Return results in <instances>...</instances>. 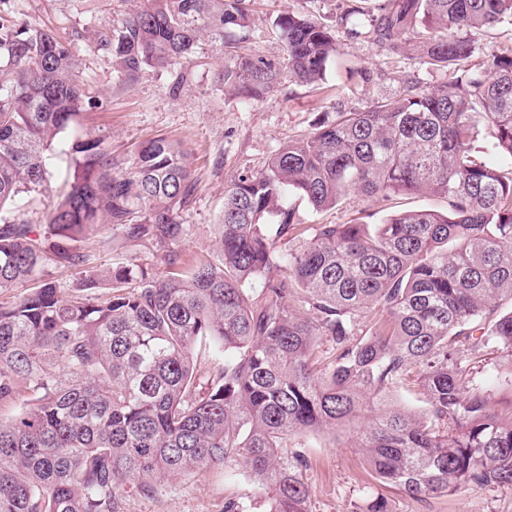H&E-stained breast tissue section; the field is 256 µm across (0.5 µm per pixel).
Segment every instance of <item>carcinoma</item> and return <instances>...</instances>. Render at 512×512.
I'll return each mask as SVG.
<instances>
[{"mask_svg":"<svg viewBox=\"0 0 512 512\" xmlns=\"http://www.w3.org/2000/svg\"><path fill=\"white\" fill-rule=\"evenodd\" d=\"M148 2L101 39L127 76L189 58L194 20L249 26L248 0ZM361 15L352 4L337 25L393 54L418 40L445 80L407 79L398 95L337 113L263 170L231 179L216 259L179 249L196 184L164 135L121 175L103 137L80 139L45 223L0 216V289L40 280L0 305V406L21 405L0 419V512H123L131 481L150 492L228 460L272 489L270 512H311L303 463L281 449L362 412L374 416L358 447L379 480L416 498L512 491V415L492 408L498 378L472 367L491 348L512 358V48L462 65L480 31L512 19V0H382ZM275 27L285 62L244 57L224 88L251 101L285 71L324 80L336 30L290 12ZM0 53L1 213L45 190L54 146L87 95L70 46L48 28L0 22ZM480 119L493 130L494 162L478 155ZM350 193L442 195L448 210L305 226L288 201L321 211ZM109 225L151 243L167 274L92 266L80 242ZM288 235L302 244L277 250ZM48 262L78 271L74 295L59 296ZM323 339L334 350L326 361ZM202 344L232 359L199 390ZM408 383L424 391V409L390 399Z\"/></svg>","mask_w":512,"mask_h":512,"instance_id":"carcinoma-1","label":"carcinoma"}]
</instances>
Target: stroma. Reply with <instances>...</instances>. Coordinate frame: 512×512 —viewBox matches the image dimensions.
Wrapping results in <instances>:
<instances>
[{"label": "stroma", "mask_w": 512, "mask_h": 512, "mask_svg": "<svg viewBox=\"0 0 512 512\" xmlns=\"http://www.w3.org/2000/svg\"><path fill=\"white\" fill-rule=\"evenodd\" d=\"M144 3L0 0V15L17 23L51 28L71 44L77 63L75 78L98 103L77 116L63 143L89 134L103 136L104 147L119 171L125 170L141 143L156 135L182 143L197 182L196 196L181 214L182 222L190 226L182 247L196 257L216 255L214 226L224 208V186L231 177L261 170L288 140L310 135L319 123L334 122L337 112L397 94L403 79L430 86L444 80L443 72L429 68L417 52L391 56L380 52L364 35L340 38L339 53L320 84H301L286 77L277 91L248 103L225 92L224 72L235 68L239 55L282 60L284 49L274 25L280 14L289 11L331 27L348 0H251L253 19L247 33L235 28L202 32L190 59L148 67L129 77L117 70L100 38L112 33L122 17L140 10ZM365 69L377 72V79L364 82L360 74ZM67 174V157L62 154L50 171L45 191L8 209V216L44 223ZM291 203L303 224H348L356 219L377 224L405 210L443 213L448 209L445 198L421 194H351L322 212L313 211L297 197ZM85 247L106 264L140 267L156 275L167 271L151 245L128 242L109 226L97 230ZM363 424L359 418L290 438L288 455L306 463L303 477L310 488L312 512H356L368 496L383 499L388 512H512L510 492L466 489L449 496L416 499L379 481L354 445L356 431ZM270 497L268 487L231 461L167 479L149 495L140 491L138 483H129L124 512H226L231 502L240 512H267Z\"/></svg>", "instance_id": "1"}]
</instances>
